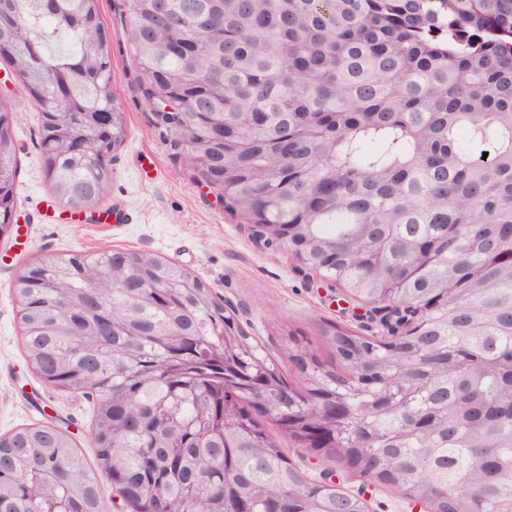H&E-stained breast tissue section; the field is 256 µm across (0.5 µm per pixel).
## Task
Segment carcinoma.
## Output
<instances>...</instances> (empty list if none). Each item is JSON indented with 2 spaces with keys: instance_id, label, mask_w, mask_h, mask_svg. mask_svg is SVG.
Instances as JSON below:
<instances>
[{
  "instance_id": "1",
  "label": "carcinoma",
  "mask_w": 512,
  "mask_h": 512,
  "mask_svg": "<svg viewBox=\"0 0 512 512\" xmlns=\"http://www.w3.org/2000/svg\"><path fill=\"white\" fill-rule=\"evenodd\" d=\"M125 2L144 97L177 104L157 126L197 177L350 297L423 312L389 343L332 321L318 347L289 337L301 391L175 262H33L25 352L101 397L96 467L54 426L1 436L0 512H106L101 473L131 512H368L281 436L429 512H512V0ZM60 34L74 50L48 49ZM0 62L40 107L54 197L95 208L127 135L98 0H0ZM14 124L0 97V239Z\"/></svg>"
}]
</instances>
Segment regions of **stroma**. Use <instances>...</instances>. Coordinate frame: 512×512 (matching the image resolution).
I'll list each match as a JSON object with an SVG mask.
<instances>
[{"label":"stroma","mask_w":512,"mask_h":512,"mask_svg":"<svg viewBox=\"0 0 512 512\" xmlns=\"http://www.w3.org/2000/svg\"><path fill=\"white\" fill-rule=\"evenodd\" d=\"M99 9L112 30V80L127 116V136L112 157L109 195L81 222H41L42 202L52 193L37 146L38 108L0 63V96L10 97L16 112L12 140L19 162L17 219L30 233L25 247L0 242V435L49 422L70 434L89 462L95 459L90 433L98 395L46 384L26 359L14 284L30 262L103 248L163 256L195 272L275 356L289 335L316 340L325 320L366 334L382 333L365 303L348 297L287 248L257 244L240 210L225 207L203 188L186 159L172 148L169 133L156 125L144 98L142 75L126 34L124 0H99ZM284 446L313 477L364 498L370 512H411L399 492L351 477L339 463L297 452L293 441Z\"/></svg>","instance_id":"1"}]
</instances>
